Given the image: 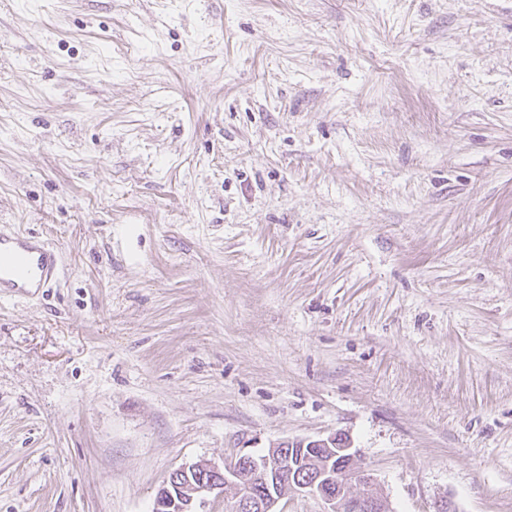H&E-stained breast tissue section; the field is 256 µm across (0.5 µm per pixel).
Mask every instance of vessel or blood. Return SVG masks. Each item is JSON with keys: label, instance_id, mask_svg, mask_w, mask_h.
Returning a JSON list of instances; mask_svg holds the SVG:
<instances>
[{"label": "vessel or blood", "instance_id": "vessel-or-blood-1", "mask_svg": "<svg viewBox=\"0 0 512 512\" xmlns=\"http://www.w3.org/2000/svg\"><path fill=\"white\" fill-rule=\"evenodd\" d=\"M61 259L43 237L0 225V298L35 294L59 274Z\"/></svg>", "mask_w": 512, "mask_h": 512}]
</instances>
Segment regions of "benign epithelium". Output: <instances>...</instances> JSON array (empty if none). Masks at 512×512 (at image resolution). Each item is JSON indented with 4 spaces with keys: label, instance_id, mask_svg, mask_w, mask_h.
<instances>
[{
    "label": "benign epithelium",
    "instance_id": "7a95c632",
    "mask_svg": "<svg viewBox=\"0 0 512 512\" xmlns=\"http://www.w3.org/2000/svg\"><path fill=\"white\" fill-rule=\"evenodd\" d=\"M307 453L309 476H293V449ZM263 487L253 498L236 495L235 512H277L285 490L321 499L328 510L342 512L352 501L354 512H388V503L380 494L374 478L355 463L351 443L336 435L318 439L282 440L268 454L255 458L241 455L218 466L201 461L184 464L174 470L158 490L154 512H198L200 495L241 485Z\"/></svg>",
    "mask_w": 512,
    "mask_h": 512
}]
</instances>
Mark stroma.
Returning a JSON list of instances; mask_svg holds the SVG:
<instances>
[{"instance_id":"obj_1","label":"stroma","mask_w":512,"mask_h":512,"mask_svg":"<svg viewBox=\"0 0 512 512\" xmlns=\"http://www.w3.org/2000/svg\"><path fill=\"white\" fill-rule=\"evenodd\" d=\"M0 512H152L348 439L512 512V0H0ZM61 259L43 237L0 225V298L39 293L59 274Z\"/></svg>"}]
</instances>
